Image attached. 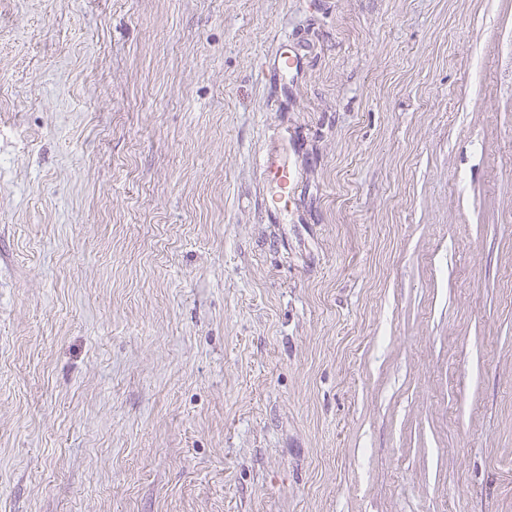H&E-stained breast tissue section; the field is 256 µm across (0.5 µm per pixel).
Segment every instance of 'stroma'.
<instances>
[{"instance_id":"35a3bbf8","label":"stroma","mask_w":512,"mask_h":512,"mask_svg":"<svg viewBox=\"0 0 512 512\" xmlns=\"http://www.w3.org/2000/svg\"><path fill=\"white\" fill-rule=\"evenodd\" d=\"M0 512H512V0H0ZM276 62L279 72L285 78L297 75L303 64L301 55L291 46L279 51Z\"/></svg>"}]
</instances>
